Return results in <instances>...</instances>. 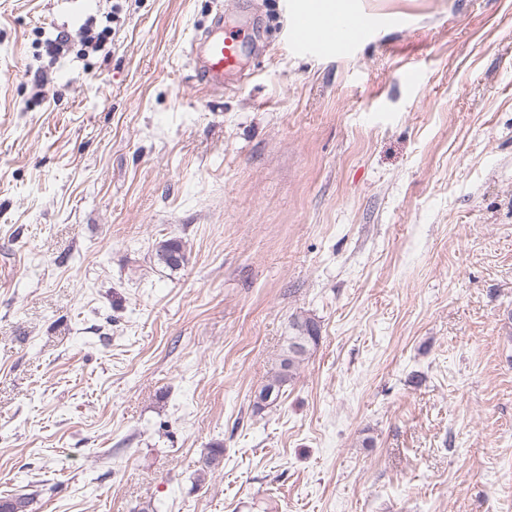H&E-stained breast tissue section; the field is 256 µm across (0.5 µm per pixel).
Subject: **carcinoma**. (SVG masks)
Returning <instances> with one entry per match:
<instances>
[{
	"label": "carcinoma",
	"instance_id": "carcinoma-1",
	"mask_svg": "<svg viewBox=\"0 0 512 512\" xmlns=\"http://www.w3.org/2000/svg\"><path fill=\"white\" fill-rule=\"evenodd\" d=\"M154 259L160 266L178 270L188 263L185 244L176 238L161 240L156 245ZM319 341L320 327L312 318L302 314L291 318L276 369L271 380L262 387L272 395V400H277L282 389L294 381L299 368L316 350ZM29 503L28 495L16 494L3 499L0 512H28Z\"/></svg>",
	"mask_w": 512,
	"mask_h": 512
}]
</instances>
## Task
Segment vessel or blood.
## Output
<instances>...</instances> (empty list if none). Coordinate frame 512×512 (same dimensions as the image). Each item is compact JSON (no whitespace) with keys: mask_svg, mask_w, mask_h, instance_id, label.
<instances>
[{"mask_svg":"<svg viewBox=\"0 0 512 512\" xmlns=\"http://www.w3.org/2000/svg\"><path fill=\"white\" fill-rule=\"evenodd\" d=\"M357 10H343L311 23H292L294 44L311 47L321 55L337 54L349 47L370 24ZM242 41L236 33L216 30L198 35L190 44V56L201 85L223 91L225 76L241 70Z\"/></svg>","mask_w":512,"mask_h":512,"instance_id":"vessel-or-blood-1","label":"vessel or blood"}]
</instances>
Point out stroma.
Returning a JSON list of instances; mask_svg holds the SVG:
<instances>
[{
  "instance_id": "obj_1",
  "label": "stroma",
  "mask_w": 512,
  "mask_h": 512,
  "mask_svg": "<svg viewBox=\"0 0 512 512\" xmlns=\"http://www.w3.org/2000/svg\"><path fill=\"white\" fill-rule=\"evenodd\" d=\"M295 4L125 0L85 56L109 0H0V499L512 512V0H356L408 23L333 57ZM219 16L248 78L211 93ZM111 26L106 25L102 28L94 27L93 22H88L79 30V39L84 47V55L89 53H98L105 51L111 35ZM241 48L240 35L224 34L223 26L196 36L190 44V56L200 85L224 91V75L241 70ZM154 259L158 265L172 271L184 267L189 260L185 244L176 238L159 241L155 248ZM320 341V327L310 317L302 314L294 315L288 326V336L284 337L278 363L271 380L262 387L267 395L271 394L269 402L254 403V409L263 410L278 399L282 389L294 381L301 365L316 350Z\"/></svg>"
}]
</instances>
